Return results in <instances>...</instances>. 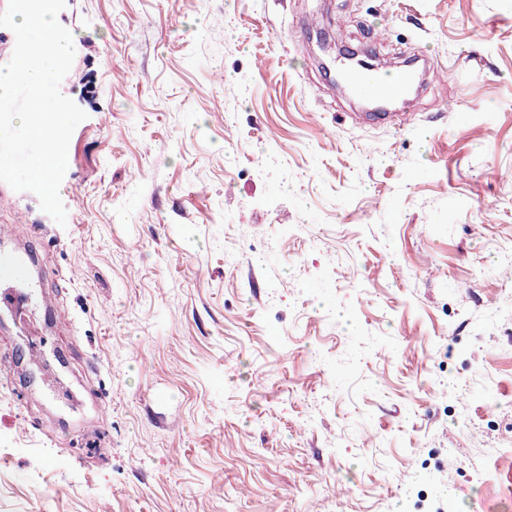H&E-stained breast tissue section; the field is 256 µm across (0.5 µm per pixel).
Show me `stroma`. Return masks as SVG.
<instances>
[{
    "label": "stroma",
    "mask_w": 512,
    "mask_h": 512,
    "mask_svg": "<svg viewBox=\"0 0 512 512\" xmlns=\"http://www.w3.org/2000/svg\"><path fill=\"white\" fill-rule=\"evenodd\" d=\"M71 317L0 331V512H512V0H66ZM313 28L301 30L300 20ZM431 60L364 121L318 32ZM95 80L96 93L84 85ZM97 368L85 375L83 361ZM91 381L107 404L84 444Z\"/></svg>",
    "instance_id": "1"
}]
</instances>
